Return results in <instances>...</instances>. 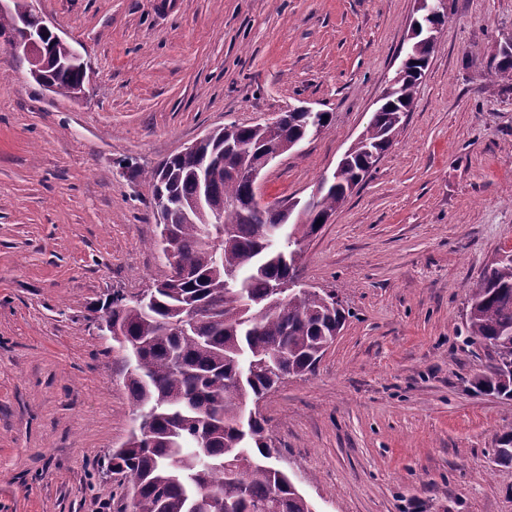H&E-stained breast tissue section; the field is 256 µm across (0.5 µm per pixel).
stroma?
Wrapping results in <instances>:
<instances>
[{"label": "stroma", "instance_id": "obj_1", "mask_svg": "<svg viewBox=\"0 0 512 512\" xmlns=\"http://www.w3.org/2000/svg\"><path fill=\"white\" fill-rule=\"evenodd\" d=\"M88 61L86 97L46 90L0 46V512H130L106 461L134 425L99 303L169 267L145 178L207 130L304 103L331 127L266 169L306 199L370 119L415 0H37ZM512 0H448L392 148L299 269L348 313L312 374L259 404L313 512H512L493 459L512 401L465 297L512 246V85L478 76Z\"/></svg>", "mask_w": 512, "mask_h": 512}]
</instances>
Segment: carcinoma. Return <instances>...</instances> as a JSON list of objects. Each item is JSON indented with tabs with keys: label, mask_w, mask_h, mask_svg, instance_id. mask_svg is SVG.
Returning <instances> with one entry per match:
<instances>
[{
	"label": "carcinoma",
	"mask_w": 512,
	"mask_h": 512,
	"mask_svg": "<svg viewBox=\"0 0 512 512\" xmlns=\"http://www.w3.org/2000/svg\"><path fill=\"white\" fill-rule=\"evenodd\" d=\"M435 52L416 37L405 74L381 111L349 146L332 181L302 208L301 223L255 202L248 174L265 150L267 123L216 129L198 153L174 155L146 173L153 195L174 207L168 231L175 275L143 300L112 295L113 337L130 364L124 374L134 412L150 417V434H134L108 458L130 488L131 512H312L275 453L267 421L248 409L282 379L305 376L334 343L345 320L336 293L294 285L301 243L315 234L372 173L371 157L386 152L414 104ZM64 44H52L42 73L68 97L81 72L62 64ZM489 83L512 84V58L488 63ZM285 139L308 137V118L288 112ZM225 204L221 223L201 201ZM470 336L490 352L475 378L479 389L512 400V254L497 259L467 293Z\"/></svg>",
	"instance_id": "1"
}]
</instances>
